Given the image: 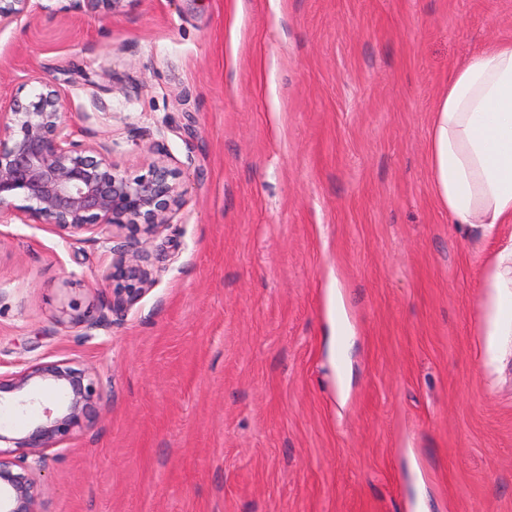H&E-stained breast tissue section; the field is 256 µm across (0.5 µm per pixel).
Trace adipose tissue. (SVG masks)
Here are the masks:
<instances>
[{"instance_id": "adipose-tissue-1", "label": "adipose tissue", "mask_w": 512, "mask_h": 512, "mask_svg": "<svg viewBox=\"0 0 512 512\" xmlns=\"http://www.w3.org/2000/svg\"><path fill=\"white\" fill-rule=\"evenodd\" d=\"M430 158L453 223L512 221V41L486 46L454 70L435 108Z\"/></svg>"}]
</instances>
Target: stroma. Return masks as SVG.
<instances>
[{
  "mask_svg": "<svg viewBox=\"0 0 512 512\" xmlns=\"http://www.w3.org/2000/svg\"><path fill=\"white\" fill-rule=\"evenodd\" d=\"M512 0H31L0 98L46 74L78 140L164 159L168 259L108 330L106 243L0 219V374L103 386L40 512H512V223L454 224L433 114ZM503 287H493L494 277Z\"/></svg>",
  "mask_w": 512,
  "mask_h": 512,
  "instance_id": "1",
  "label": "stroma"
}]
</instances>
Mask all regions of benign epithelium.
I'll return each instance as SVG.
<instances>
[{"label": "benign epithelium", "mask_w": 512, "mask_h": 512, "mask_svg": "<svg viewBox=\"0 0 512 512\" xmlns=\"http://www.w3.org/2000/svg\"><path fill=\"white\" fill-rule=\"evenodd\" d=\"M80 12L103 8L113 14L127 0H73ZM30 0H0V30L28 11ZM29 100L0 101V216L55 230L62 238L108 234L112 265L102 274L110 300L94 313L75 305L61 311L59 322L83 328L84 335L124 316L154 285L166 261L157 237L173 223L182 205L180 170L163 159L147 173L130 177L112 159V145L76 140L54 79L38 75ZM49 391L50 406L36 407L34 394ZM102 397L99 380L69 362H29L0 377V413L31 417L28 428L9 436L10 421H0V512H38L47 451L67 441L90 419Z\"/></svg>", "instance_id": "benign-epithelium-1"}]
</instances>
